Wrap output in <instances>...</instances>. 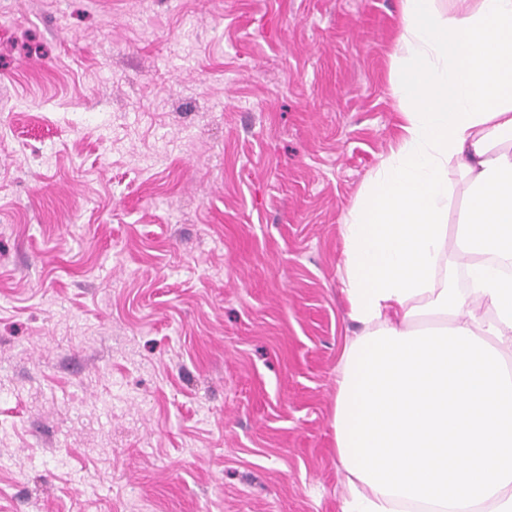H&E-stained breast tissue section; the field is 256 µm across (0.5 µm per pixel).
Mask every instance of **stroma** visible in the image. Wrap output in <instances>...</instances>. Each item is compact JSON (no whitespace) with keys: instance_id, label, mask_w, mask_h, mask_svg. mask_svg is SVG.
I'll return each instance as SVG.
<instances>
[{"instance_id":"35a3bbf8","label":"stroma","mask_w":512,"mask_h":512,"mask_svg":"<svg viewBox=\"0 0 512 512\" xmlns=\"http://www.w3.org/2000/svg\"><path fill=\"white\" fill-rule=\"evenodd\" d=\"M400 0H0V512H340V226Z\"/></svg>"}]
</instances>
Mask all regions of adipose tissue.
<instances>
[{"label":"adipose tissue","mask_w":512,"mask_h":512,"mask_svg":"<svg viewBox=\"0 0 512 512\" xmlns=\"http://www.w3.org/2000/svg\"><path fill=\"white\" fill-rule=\"evenodd\" d=\"M391 85L397 144L341 226V291L368 334L463 327L512 356V0H401ZM467 206L448 224V170ZM466 257L458 293L439 271L448 244ZM341 512H447L383 495L354 474Z\"/></svg>","instance_id":"1"}]
</instances>
